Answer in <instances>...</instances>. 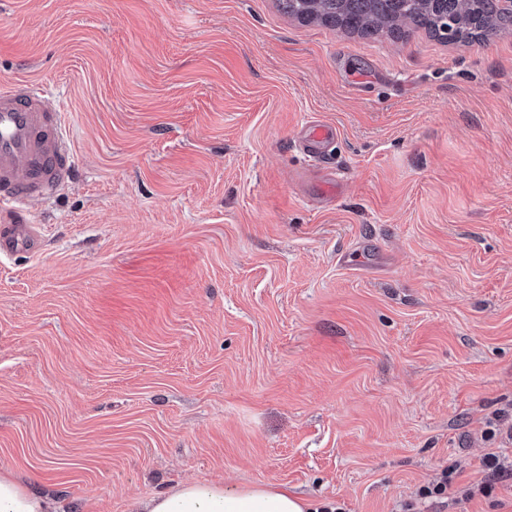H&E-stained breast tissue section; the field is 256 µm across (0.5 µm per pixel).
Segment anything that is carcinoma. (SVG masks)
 <instances>
[{"label":"carcinoma","mask_w":512,"mask_h":512,"mask_svg":"<svg viewBox=\"0 0 512 512\" xmlns=\"http://www.w3.org/2000/svg\"><path fill=\"white\" fill-rule=\"evenodd\" d=\"M282 10L306 23H320L347 32L391 35L407 26L439 34L447 17L455 24V41L470 42L500 28L489 0H279Z\"/></svg>","instance_id":"1"}]
</instances>
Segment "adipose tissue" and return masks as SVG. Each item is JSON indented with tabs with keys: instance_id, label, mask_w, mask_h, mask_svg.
<instances>
[{
	"instance_id": "obj_1",
	"label": "adipose tissue",
	"mask_w": 512,
	"mask_h": 512,
	"mask_svg": "<svg viewBox=\"0 0 512 512\" xmlns=\"http://www.w3.org/2000/svg\"><path fill=\"white\" fill-rule=\"evenodd\" d=\"M56 500L30 492L10 473H0V512H57ZM136 512H317L288 487L220 482H177L138 503Z\"/></svg>"
}]
</instances>
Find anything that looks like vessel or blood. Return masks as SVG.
I'll use <instances>...</instances> for the list:
<instances>
[{"instance_id": "1", "label": "vessel or blood", "mask_w": 512, "mask_h": 512, "mask_svg": "<svg viewBox=\"0 0 512 512\" xmlns=\"http://www.w3.org/2000/svg\"><path fill=\"white\" fill-rule=\"evenodd\" d=\"M337 138L336 127L313 121L303 128L301 147L321 165ZM73 158L61 114L42 89L20 83L0 87V211L16 215L33 201L55 196L70 178ZM33 237L31 225L0 226V257L30 245Z\"/></svg>"}]
</instances>
